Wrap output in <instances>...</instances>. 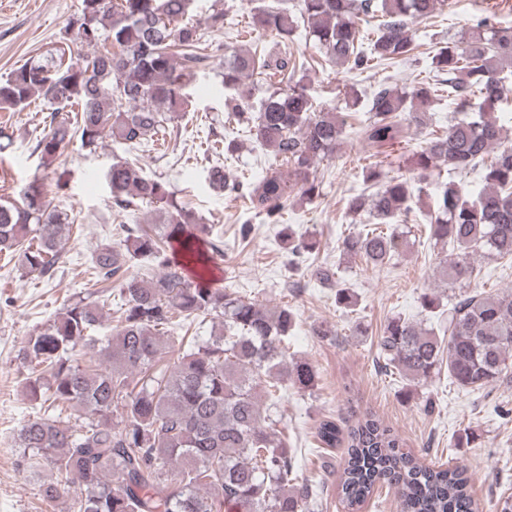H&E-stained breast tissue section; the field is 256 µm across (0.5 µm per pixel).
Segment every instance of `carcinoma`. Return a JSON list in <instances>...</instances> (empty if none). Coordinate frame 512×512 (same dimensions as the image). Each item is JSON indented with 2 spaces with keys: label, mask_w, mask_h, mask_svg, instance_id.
Segmentation results:
<instances>
[{
  "label": "carcinoma",
  "mask_w": 512,
  "mask_h": 512,
  "mask_svg": "<svg viewBox=\"0 0 512 512\" xmlns=\"http://www.w3.org/2000/svg\"><path fill=\"white\" fill-rule=\"evenodd\" d=\"M196 0H81L69 22L80 47L74 52L64 32L45 56L30 58L0 77V111L21 112L41 100L49 115L33 152L51 167L70 144L94 151L110 139L128 152L155 150L171 137L190 102L188 87L213 68L218 49L186 21ZM255 7L247 33L277 50L224 52L222 86L229 92L228 118L248 124L274 169L257 182L242 180L223 166L208 172L212 188L243 200L268 224H279L296 193L320 195L318 165L344 142L347 118L365 111L358 134L373 155L407 141L409 130L427 124L439 92L448 93L456 116L443 133L412 157L422 178L444 164L461 173L477 170L482 187L448 182L424 211L429 237L453 253L439 263V278L451 292L448 318L426 327L395 316L383 326L377 348L384 366L417 387L448 366L457 386L478 391L512 388V289L466 290L471 259L488 255L512 267V147L494 110L512 100V27L496 16L473 20L430 56V81L381 83L367 103L355 86L340 106L317 107L304 82L309 62L288 54V42L304 30L319 57L349 72H371L382 64L416 57L411 25L434 15L446 0H298ZM379 19L363 34L359 16ZM224 0H212L205 27L224 30ZM265 85L256 114L246 115L252 92L245 80ZM498 155L489 163L486 155ZM112 205L122 214L152 209L155 222L120 224V239H104L91 253L97 291L69 300L61 315L25 339L22 359L35 367L25 394L44 412L23 421L14 440L32 472L54 478L41 486L53 507L68 499L69 512H309L311 494L299 481L294 455L278 429L283 383L314 386L316 372L288 353L296 314L227 288H214L203 275L189 279L182 253L201 267L224 256L222 235L201 223L160 177L126 159L105 173ZM376 190L347 201L353 214L375 223L340 238L344 258L381 268L403 244L397 225L414 212L407 182L382 165L366 168ZM74 218L51 206L48 187L35 176L18 198L0 197V254L18 260L29 276L51 277L58 267ZM283 249L300 261L316 252V241L286 226ZM156 275L129 273L134 265ZM322 288L336 289V304L356 305L344 287L340 266H313ZM120 283L121 302L110 334L103 327L101 296ZM211 317L209 339L183 333L176 320ZM63 404L72 425L49 414ZM325 448L344 446L346 458L337 493L357 512L376 490H394L399 512H476L470 477L460 467L429 466L369 408L341 429L332 417L319 421Z\"/></svg>",
  "instance_id": "cac0c4a2"
}]
</instances>
